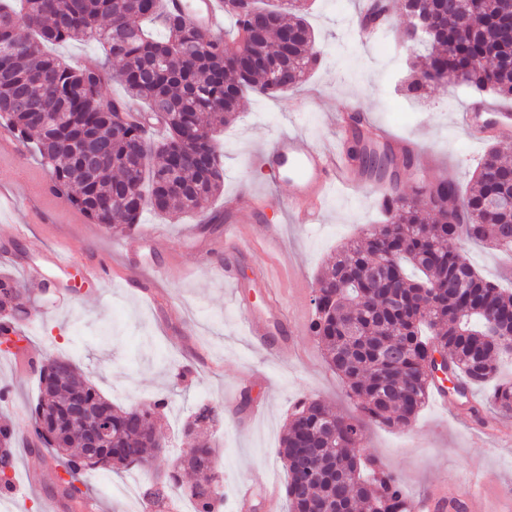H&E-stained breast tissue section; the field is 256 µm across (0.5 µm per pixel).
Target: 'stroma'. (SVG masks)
<instances>
[{"instance_id":"35a3bbf8","label":"stroma","mask_w":512,"mask_h":512,"mask_svg":"<svg viewBox=\"0 0 512 512\" xmlns=\"http://www.w3.org/2000/svg\"><path fill=\"white\" fill-rule=\"evenodd\" d=\"M384 2L395 54L391 61L375 42L358 40L353 25L358 0H315L306 20L322 63L286 96L247 94L236 121L217 129L224 188L211 210L223 208L228 195L245 203L257 195L275 201L287 196V184L274 183L268 171L253 164L255 153L288 130L314 148L348 147L349 136L337 129L336 116L351 102L393 141L413 147L426 164L429 181L448 177L467 190L487 148L470 139L462 125V115L477 95L462 87L431 86L420 97L408 96L404 86L415 55L399 38L405 26L402 0ZM48 175L39 156L29 152L0 163V181L9 183L19 199L16 210L0 213V250L12 253L11 258L0 257V271L21 275L22 264L36 261L39 249L52 248L78 262L104 256L112 276L91 287L77 269H70L61 284L71 290L73 303L64 309L55 308L51 295L29 284L30 302L41 310L39 320L23 324L31 358L40 364L71 358L102 394L123 408L167 399L158 422L166 448L142 467L147 478L191 446L183 427L198 404L221 406L223 418L209 428L206 439L220 464L228 498H235L242 473L263 468L278 494L272 499L256 495L254 512H288L283 492L288 476L278 448L295 403L318 398L336 415L359 414L309 324L316 278L324 264L342 242L362 236L381 219L370 179L357 174L355 190L336 191L319 224L292 223L279 207H271L263 221L247 222L252 248L245 253L227 250L223 224L204 225L196 214L171 218L147 210L135 232L152 242L133 256L124 250V236L93 223L77 207L57 209L49 199L39 203L40 222L26 225V239L16 240L14 229L27 214L26 194ZM270 228L278 232L281 250L266 245ZM464 249L484 277L512 286L511 258L479 243L465 244ZM228 269L234 275L230 282L224 278ZM132 270L140 277V287L128 284ZM262 272L278 288L286 319L297 326L293 349L276 356L251 344L236 304L241 298L261 310L254 282ZM168 306L182 310V321L163 323ZM1 385L8 386L9 395L0 402V422H14L21 432L30 430L29 409L39 396L37 376L15 356L0 351ZM460 410L457 401L442 407L430 400L412 428L366 423L361 453L397 475L408 493L439 481L453 493L474 473L484 488L470 512H486L490 496L504 505L512 503V448H498L495 438L459 420ZM13 453L15 491L0 492V512H43V502L56 498L57 490L51 483L27 488L25 476L31 469L53 467V459L45 450L22 444ZM82 479L90 496L97 498L99 512H150L143 499L115 493L116 473L88 471Z\"/></svg>"}]
</instances>
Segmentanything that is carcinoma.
<instances>
[{
  "mask_svg": "<svg viewBox=\"0 0 512 512\" xmlns=\"http://www.w3.org/2000/svg\"><path fill=\"white\" fill-rule=\"evenodd\" d=\"M308 2L269 8L257 0H221L235 47L228 52L226 41L169 13L165 0H20L18 8L0 0V19L15 20L9 39L0 42V124L23 143L36 136V153L53 186L73 191L78 208L96 224L129 233L147 206L202 214L224 185L214 128L237 117L245 93L283 96L320 65L304 18ZM433 8L438 28L421 43L425 62L406 91L421 95L429 87L423 75L434 70L450 84L512 101V34L502 23L501 0H443ZM146 21L163 27L167 39H152ZM71 40L103 45L106 62L120 65L127 97L103 99L106 68L72 66L44 51L47 43ZM448 41L456 45L455 61L434 53L435 45ZM21 74L43 83L22 87L16 83ZM25 94L36 100V111L15 107ZM104 102L126 113L124 128H112ZM135 104L162 124L163 141L149 142L142 113L131 109ZM352 135L353 159L368 177L389 181L391 203L382 209L383 223L345 244L322 271L310 331L363 418L338 416L315 398L296 405L279 448L290 512H390L408 505L398 478L359 454L365 421L411 427L434 384L431 354L437 349L448 354L449 391L468 399L471 386L496 373L500 340L512 338V292L479 274L459 248L471 240L500 251L512 238V210L488 209L491 198L512 195V164L492 147L474 168L466 194L446 179L407 195L395 176L399 167L416 165L413 155L375 148L360 129ZM89 137L111 148L95 169L82 161ZM29 314L24 284L0 273V340L18 335ZM62 362L63 373L57 360L36 368L33 438L61 459L56 488L77 503L87 495L77 485L83 471L138 465L148 449L158 448L155 418L167 402L116 407L75 363ZM76 403L88 404L93 417L112 420L111 441L92 457L79 437ZM485 404L511 414L512 381ZM222 413L218 406H200L186 435ZM213 459L208 443H195L168 471L154 475L143 497L162 503L189 469L200 474L186 487L193 512H216Z\"/></svg>",
  "mask_w": 512,
  "mask_h": 512,
  "instance_id": "carcinoma-1",
  "label": "carcinoma"
}]
</instances>
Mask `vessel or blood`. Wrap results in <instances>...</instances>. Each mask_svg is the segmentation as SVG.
<instances>
[{
  "mask_svg": "<svg viewBox=\"0 0 512 512\" xmlns=\"http://www.w3.org/2000/svg\"><path fill=\"white\" fill-rule=\"evenodd\" d=\"M176 13L191 25L215 35L224 33V15L215 0H168ZM484 107L471 105L464 118L465 127L481 126V138H507L512 136V110L499 109V120L490 129H483ZM256 162L266 168L275 179L287 182L289 187L287 205L292 219L297 224L320 223L326 209L330 189L337 186L353 187V163L348 154L336 150L315 149L305 145L301 136L282 134L255 157ZM268 200L255 198L250 205H243L238 197L224 200V241L239 247L245 242L242 232V214L256 218L264 217ZM40 261L27 266L26 277L50 289L54 304L59 308L69 307L71 299L57 283V274L67 272L73 263L70 256L52 250L39 253ZM260 290L265 312L245 310V328L255 345L265 351L280 350V337L293 336L294 330L284 319L280 310L278 290L270 278L260 277ZM473 495L471 491L448 494L443 485L434 484L414 497L412 512H469Z\"/></svg>",
  "mask_w": 512,
  "mask_h": 512,
  "instance_id": "obj_1",
  "label": "vessel or blood"
}]
</instances>
